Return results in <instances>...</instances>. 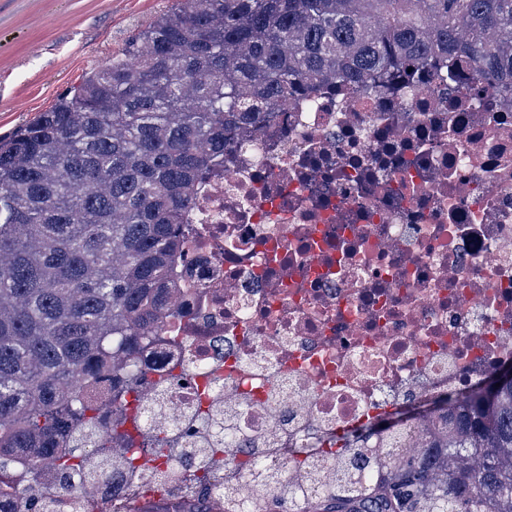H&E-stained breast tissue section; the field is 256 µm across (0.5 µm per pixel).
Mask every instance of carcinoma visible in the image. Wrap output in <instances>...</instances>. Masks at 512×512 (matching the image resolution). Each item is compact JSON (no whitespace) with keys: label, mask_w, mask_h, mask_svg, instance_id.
<instances>
[{"label":"carcinoma","mask_w":512,"mask_h":512,"mask_svg":"<svg viewBox=\"0 0 512 512\" xmlns=\"http://www.w3.org/2000/svg\"><path fill=\"white\" fill-rule=\"evenodd\" d=\"M469 61L476 80L512 94V0H176L132 33L33 121L0 136V486L34 501L53 466L67 488L119 492L103 463L149 454L184 459L174 481L204 482L222 452L261 487L268 448L214 420L218 448H176L177 431L112 447L103 408L75 379L120 373L129 404L140 350L178 314L165 294L181 224L203 172L243 146L234 132L327 82L387 90L407 69ZM421 451L359 466L338 458L336 487L317 484L320 512H512V379L477 385L453 411L416 420ZM284 512H310L304 492ZM233 512L253 497L224 487Z\"/></svg>","instance_id":"cac0c4a2"}]
</instances>
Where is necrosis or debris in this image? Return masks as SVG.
I'll return each instance as SVG.
<instances>
[{"instance_id": "1", "label": "necrosis or debris", "mask_w": 512, "mask_h": 512, "mask_svg": "<svg viewBox=\"0 0 512 512\" xmlns=\"http://www.w3.org/2000/svg\"><path fill=\"white\" fill-rule=\"evenodd\" d=\"M196 185L169 286L177 351L143 354V438L206 412L269 448L273 485H307L336 437L387 447L383 417L445 399L512 363V99L473 66L418 71L398 90L295 95L240 128ZM209 362L198 372L195 361ZM206 503L211 487L145 469L116 497L75 491L68 512Z\"/></svg>"}]
</instances>
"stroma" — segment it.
Listing matches in <instances>:
<instances>
[{"label":"stroma","instance_id":"stroma-1","mask_svg":"<svg viewBox=\"0 0 512 512\" xmlns=\"http://www.w3.org/2000/svg\"><path fill=\"white\" fill-rule=\"evenodd\" d=\"M174 0H0V135L53 104Z\"/></svg>","mask_w":512,"mask_h":512}]
</instances>
